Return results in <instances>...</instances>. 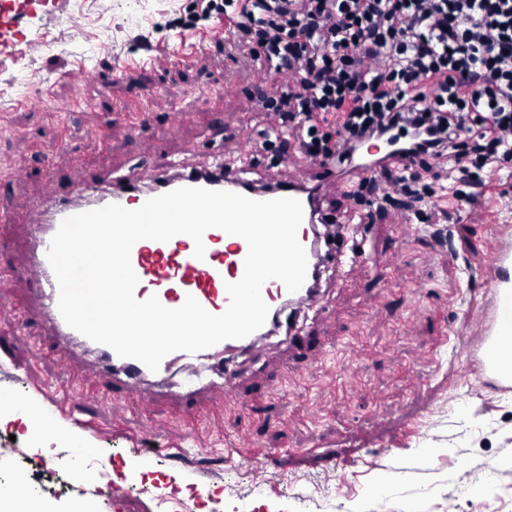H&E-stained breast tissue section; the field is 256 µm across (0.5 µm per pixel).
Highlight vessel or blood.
I'll return each mask as SVG.
<instances>
[{
	"mask_svg": "<svg viewBox=\"0 0 512 512\" xmlns=\"http://www.w3.org/2000/svg\"><path fill=\"white\" fill-rule=\"evenodd\" d=\"M407 159L397 153L395 147L384 143L378 145L374 158L352 163L346 170L347 180H359L373 176L381 165H405ZM319 181L309 185L298 181L286 186L255 193L258 201L282 197L298 199L304 217L298 230V240L302 246L310 244V226L316 223L322 209L320 185L337 180L335 159H327L318 170ZM238 167H225L222 182H214L193 174L172 177L171 189L182 187H199L210 190L234 191L241 182ZM158 176L146 177L147 188L135 194L121 192L108 195L107 203L118 204L134 210L153 198L152 184L158 183ZM95 186L84 185L80 191L81 201H66L48 211H41L39 219L28 220L27 225L35 242L27 266L22 270V277L33 282L43 296L53 305V320L65 335H72L73 330L66 325L60 312H57L59 291L53 270L47 259V251L53 235L61 222L72 215L89 211L88 197L94 196ZM204 258L194 255V242L186 235H178L166 242L141 240L131 250V264L139 278L135 290L137 299L144 300L158 296L167 308L180 307L187 296H194L211 314L219 315L226 311L229 297L226 285L241 279L244 273V259L248 252L246 241L238 236L225 233L218 228L208 229L204 236ZM512 266V238L501 236L494 250L491 269L494 285V310L491 326L487 336L481 341L478 363L485 374L490 375L498 387L506 392L512 391V372L505 370V355L512 351V280L501 276V269ZM103 358L123 375L122 386L127 391H135V381L146 374V366L135 359L123 358L108 346H101Z\"/></svg>",
	"mask_w": 512,
	"mask_h": 512,
	"instance_id": "1",
	"label": "vessel or blood"
}]
</instances>
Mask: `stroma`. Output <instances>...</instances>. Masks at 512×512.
Here are the masks:
<instances>
[{
	"label": "stroma",
	"mask_w": 512,
	"mask_h": 512,
	"mask_svg": "<svg viewBox=\"0 0 512 512\" xmlns=\"http://www.w3.org/2000/svg\"><path fill=\"white\" fill-rule=\"evenodd\" d=\"M205 5L32 0L0 55V205L48 209L83 182L107 191L220 161L260 185L312 174L298 150L263 148L268 116L251 102L277 84L228 56L233 22ZM148 54L156 65H142ZM78 68L103 78L73 83ZM148 87L157 96L136 128L128 107ZM33 93L43 109L24 105ZM243 130L242 163L228 146ZM14 162L25 178L11 176ZM486 191L498 208L443 197L435 223L406 237L404 210L358 206L327 185L319 230L332 240L317 300L244 352L143 380L142 406L114 389L98 351H64L43 302L14 276L29 260L27 227L0 223V486L23 482L53 512H163L189 497L195 512H512V391L481 375L470 342L493 306L498 236L512 235V168ZM130 463L140 478L126 480ZM96 469L112 493L84 482Z\"/></svg>",
	"instance_id": "obj_1"
}]
</instances>
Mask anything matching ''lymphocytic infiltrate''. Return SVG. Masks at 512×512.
<instances>
[{
  "instance_id": "lymphocytic-infiltrate-1",
  "label": "lymphocytic infiltrate",
  "mask_w": 512,
  "mask_h": 512,
  "mask_svg": "<svg viewBox=\"0 0 512 512\" xmlns=\"http://www.w3.org/2000/svg\"><path fill=\"white\" fill-rule=\"evenodd\" d=\"M236 45L282 76L279 97L258 95L262 136L292 137L311 161L349 164L363 146L398 141L410 159L383 166L402 207L423 201L426 177L485 186L512 160V0H226ZM335 138H328L327 128Z\"/></svg>"
}]
</instances>
